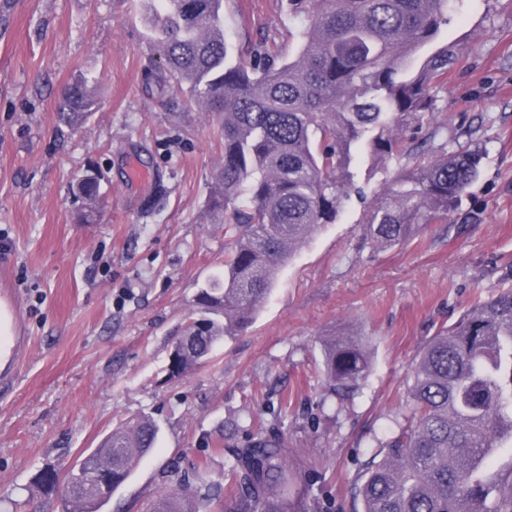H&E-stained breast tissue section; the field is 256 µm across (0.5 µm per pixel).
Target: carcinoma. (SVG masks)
<instances>
[{"label":"carcinoma","mask_w":512,"mask_h":512,"mask_svg":"<svg viewBox=\"0 0 512 512\" xmlns=\"http://www.w3.org/2000/svg\"><path fill=\"white\" fill-rule=\"evenodd\" d=\"M151 2L157 6L145 24L159 78L220 118L224 160L208 206L231 215L224 232L237 236L224 273L197 291V318L171 352L169 374L181 377L253 320L297 248L361 193L351 170L355 151L397 163L421 146L432 154L424 165L401 169L368 212L364 234L383 248L459 209L484 151L448 154V123L435 119L456 49L446 44L409 68L448 25L449 0H289L306 19L295 50L285 57L277 45L259 43L248 65L230 56L223 0ZM95 103V82L78 76L63 91L60 123L78 126ZM410 126L424 134L421 144L406 137ZM101 180L88 169L72 187L88 223ZM371 367L364 337L330 340L327 394L354 391ZM409 398L405 422L356 488L362 512H512V478L486 470L494 450L512 447V288L432 337L411 366ZM239 429L233 422L221 430L229 440L222 478L214 479L205 461L192 481L174 467L148 512H222L225 489L233 512L317 508L292 465L286 434L259 426L238 446L231 440ZM158 434L154 421L130 418L71 468L40 470L36 484L61 492L62 512H103Z\"/></svg>","instance_id":"1"}]
</instances>
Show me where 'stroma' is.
<instances>
[{
    "instance_id": "stroma-1",
    "label": "stroma",
    "mask_w": 512,
    "mask_h": 512,
    "mask_svg": "<svg viewBox=\"0 0 512 512\" xmlns=\"http://www.w3.org/2000/svg\"><path fill=\"white\" fill-rule=\"evenodd\" d=\"M143 13V0H0V512H58L30 488L39 467L69 465L139 416L159 442L112 502L146 512L164 471L205 460L220 475L209 435L253 414L287 431L313 497L359 512L355 486L409 410L413 361L512 286V0H452L439 37L459 49L438 103L448 148H485L461 207L401 245H373L367 206L398 167L356 154L363 198L297 249L243 333L180 378L172 345L230 243L207 205L224 139L215 116L159 83ZM300 27L288 0H224L238 60L263 35L293 51ZM80 74L99 102L71 129L57 108ZM132 161L162 177L164 196L129 178ZM89 168L104 175L93 223L69 193ZM352 334L368 337L372 369L353 393L327 395L324 344Z\"/></svg>"
}]
</instances>
